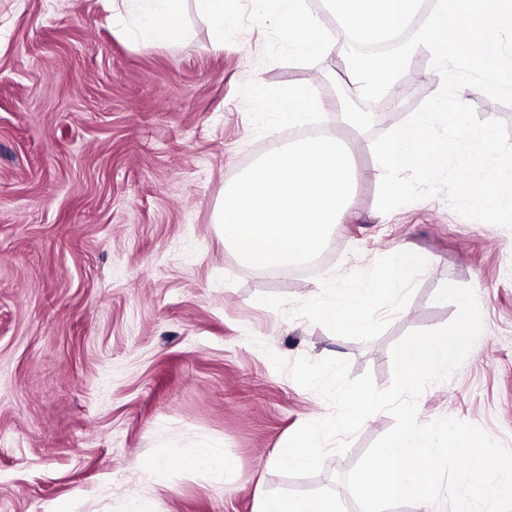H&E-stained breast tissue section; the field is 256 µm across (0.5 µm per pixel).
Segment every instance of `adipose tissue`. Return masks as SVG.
<instances>
[{"label": "adipose tissue", "instance_id": "obj_1", "mask_svg": "<svg viewBox=\"0 0 512 512\" xmlns=\"http://www.w3.org/2000/svg\"><path fill=\"white\" fill-rule=\"evenodd\" d=\"M112 9L117 17L131 21L135 35L143 42L169 44L185 35L184 0H112ZM257 97L280 124H304L324 110L307 84L291 85L280 91L261 90ZM419 266L418 256L409 247H395L374 270L369 288L354 296L338 295L328 302L313 300L312 312L339 333L368 332L374 326L369 305L380 297H398ZM259 512H338V507L335 497L329 495H270L261 498Z\"/></svg>", "mask_w": 512, "mask_h": 512}]
</instances>
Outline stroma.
<instances>
[{
    "instance_id": "1",
    "label": "stroma",
    "mask_w": 512,
    "mask_h": 512,
    "mask_svg": "<svg viewBox=\"0 0 512 512\" xmlns=\"http://www.w3.org/2000/svg\"><path fill=\"white\" fill-rule=\"evenodd\" d=\"M185 37L145 45L113 22L108 0H0V512H258L261 494L335 496L341 475L394 425L379 412L314 476L274 469L304 423L332 412L270 357L342 359L351 377L392 381L391 347L457 314L442 284L471 287L483 331L463 364L418 399L426 424L456 418L512 449V229L456 213L445 194L377 207L373 133L405 121L441 87L426 49L411 89L373 133L342 121L345 45L319 63L263 59L249 24L223 50L193 11ZM312 83L324 134L352 148L353 193L309 275L260 271L219 240L225 187L288 127L257 86ZM423 268L380 300L366 334L312 315L326 289L368 287L389 250ZM211 446L231 467L188 471L184 449ZM159 458L160 470L140 469Z\"/></svg>"
}]
</instances>
